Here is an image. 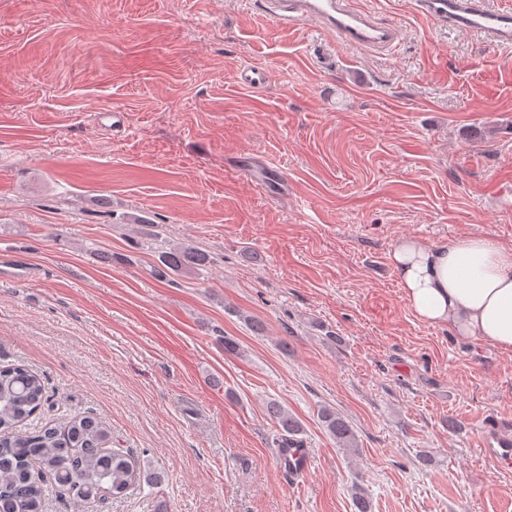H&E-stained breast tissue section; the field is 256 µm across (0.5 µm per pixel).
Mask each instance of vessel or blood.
Here are the masks:
<instances>
[{
  "instance_id": "obj_1",
  "label": "vessel or blood",
  "mask_w": 512,
  "mask_h": 512,
  "mask_svg": "<svg viewBox=\"0 0 512 512\" xmlns=\"http://www.w3.org/2000/svg\"><path fill=\"white\" fill-rule=\"evenodd\" d=\"M422 13L440 24L485 35L500 48H512V11L496 10L481 0H419ZM267 15L278 28L303 24L336 34L360 53L386 50L396 40L394 29L378 25L351 0H267ZM483 451L495 464L512 462V433L487 425Z\"/></svg>"
}]
</instances>
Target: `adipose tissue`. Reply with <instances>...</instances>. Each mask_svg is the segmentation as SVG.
<instances>
[{
	"instance_id": "obj_1",
	"label": "adipose tissue",
	"mask_w": 512,
	"mask_h": 512,
	"mask_svg": "<svg viewBox=\"0 0 512 512\" xmlns=\"http://www.w3.org/2000/svg\"><path fill=\"white\" fill-rule=\"evenodd\" d=\"M388 257L419 320L512 353V249L485 236L439 243L405 236Z\"/></svg>"
}]
</instances>
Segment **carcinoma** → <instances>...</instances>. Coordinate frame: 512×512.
<instances>
[{
	"mask_svg": "<svg viewBox=\"0 0 512 512\" xmlns=\"http://www.w3.org/2000/svg\"><path fill=\"white\" fill-rule=\"evenodd\" d=\"M155 257L157 266L173 274L211 262V255L193 243L158 250ZM46 401L39 374L22 365L0 369V512H43L37 481L41 473L52 476L60 491L72 494L77 503L107 494L119 497L143 480L152 481L133 456L112 447V430L94 416L31 432L17 430ZM266 411L279 428L280 447H302L301 421L275 401ZM320 420L340 447L358 450L351 426L336 411L321 409Z\"/></svg>",
	"mask_w": 512,
	"mask_h": 512,
	"instance_id": "obj_1",
	"label": "carcinoma"
}]
</instances>
